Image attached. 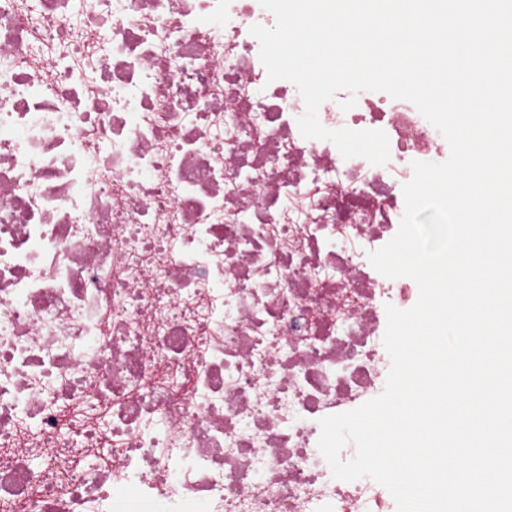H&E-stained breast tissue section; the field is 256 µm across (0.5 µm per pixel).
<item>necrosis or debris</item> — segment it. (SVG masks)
<instances>
[{
  "mask_svg": "<svg viewBox=\"0 0 512 512\" xmlns=\"http://www.w3.org/2000/svg\"><path fill=\"white\" fill-rule=\"evenodd\" d=\"M256 24L260 0H0V512H396L332 477L319 421L384 389L385 307L419 290L368 255L449 146L372 91L319 120L384 131L386 165L303 138ZM76 439L112 453L60 474Z\"/></svg>",
  "mask_w": 512,
  "mask_h": 512,
  "instance_id": "necrosis-or-debris-1",
  "label": "necrosis or debris"
}]
</instances>
